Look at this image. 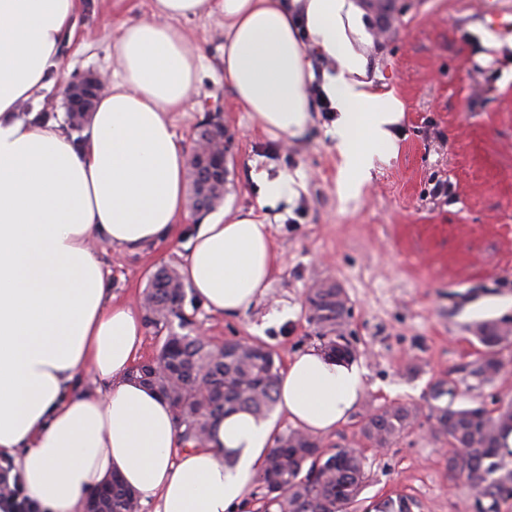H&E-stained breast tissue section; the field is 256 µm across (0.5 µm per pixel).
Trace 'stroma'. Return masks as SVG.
<instances>
[{
  "label": "stroma",
  "instance_id": "obj_1",
  "mask_svg": "<svg viewBox=\"0 0 512 512\" xmlns=\"http://www.w3.org/2000/svg\"><path fill=\"white\" fill-rule=\"evenodd\" d=\"M367 42L370 92L401 100L395 155L375 158L368 181L339 191L341 158L333 116L314 110L298 136L263 130L224 82V14L182 21L199 56L200 79L170 115L183 147L206 111L226 131L224 204L257 210L270 225V286L245 313L218 315L194 294L198 330L214 345L259 339L274 359L322 347L305 298L318 282L344 289L343 334L366 371L363 398L327 445L361 449L369 480L364 503L404 495L413 512H480L477 494L448 471L454 450L433 438L423 408L431 383L455 386L456 403L512 401V347L489 381L471 376L483 348L473 333L486 319L512 322V33L494 29L489 12L512 14V0H358ZM151 0H81L77 28L63 48L64 71L33 103L63 114L73 75L113 74L112 31L149 17ZM288 178L292 191L260 206L263 182ZM197 221L184 212L170 238L131 251L101 248L116 300L139 305L158 266H182ZM421 406L415 424L386 448L360 433L363 418L392 403Z\"/></svg>",
  "mask_w": 512,
  "mask_h": 512
}]
</instances>
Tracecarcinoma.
Wrapping results in <instances>:
<instances>
[{
    "instance_id": "cac0c4a2",
    "label": "carcinoma",
    "mask_w": 512,
    "mask_h": 512,
    "mask_svg": "<svg viewBox=\"0 0 512 512\" xmlns=\"http://www.w3.org/2000/svg\"><path fill=\"white\" fill-rule=\"evenodd\" d=\"M189 201L197 212L208 213L224 201L218 180L203 177L189 164ZM186 287L178 271L164 266L149 278L141 307L146 325L167 330L154 367L140 382L157 390L170 404L180 434L181 449L203 448L212 424L220 417L246 412L256 418L274 409L280 367L260 340L243 343L227 339L220 346L183 332L192 324L184 312ZM308 319L325 338L324 349L333 354L341 347L343 359L352 350L342 332L347 314L343 289L322 283L306 296ZM178 323L180 331L173 329ZM483 346L470 374L482 381L497 375L503 347L512 344V327L502 320H485L474 326ZM455 390L448 381L434 382L426 401L433 420L432 433L455 453L448 471L465 478L487 502L482 512H498L499 502L512 498V450L504 444L512 433V402L495 410L474 402L455 406ZM420 408L393 403L367 415L360 434L377 448L390 446L417 420ZM367 482L363 456L355 448L323 442L302 429L289 428L274 436L258 479L256 512H359L360 495ZM112 512H137L139 500L120 479L105 498ZM407 496L388 498L374 512H412Z\"/></svg>"
}]
</instances>
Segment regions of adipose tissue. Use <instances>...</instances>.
Instances as JSON below:
<instances>
[{
	"label": "adipose tissue",
	"instance_id": "1",
	"mask_svg": "<svg viewBox=\"0 0 512 512\" xmlns=\"http://www.w3.org/2000/svg\"><path fill=\"white\" fill-rule=\"evenodd\" d=\"M211 0H154L120 26V68L76 143L60 124L23 116L77 24L79 0H0V456L38 512H85L89 492L120 475L154 512H235L272 445L276 422L219 419L206 447L178 451L169 404L130 378L143 324L114 302L98 244L167 239L184 211L186 156L169 115L198 81L181 20ZM224 81L257 123L295 136L312 119L313 77L299 35L336 64L324 96L337 118L343 186L395 150L403 105L369 92L356 0H221ZM269 227L253 212L198 225L184 281L211 312L236 315L265 293ZM94 374L100 386L86 388ZM364 371L311 348L288 363L277 408L310 434L335 431L358 405Z\"/></svg>",
	"mask_w": 512,
	"mask_h": 512
}]
</instances>
